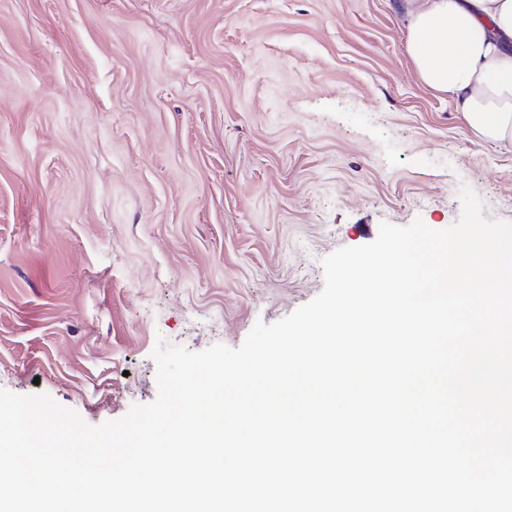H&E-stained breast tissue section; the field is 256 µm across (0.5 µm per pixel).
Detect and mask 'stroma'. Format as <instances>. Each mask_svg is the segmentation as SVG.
<instances>
[{"mask_svg":"<svg viewBox=\"0 0 512 512\" xmlns=\"http://www.w3.org/2000/svg\"><path fill=\"white\" fill-rule=\"evenodd\" d=\"M406 43L396 0H0V389L115 420L158 339L239 347L382 222L463 183L512 221V151Z\"/></svg>","mask_w":512,"mask_h":512,"instance_id":"35a3bbf8","label":"stroma"}]
</instances>
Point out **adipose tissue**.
Segmentation results:
<instances>
[{"label": "adipose tissue", "mask_w": 512, "mask_h": 512, "mask_svg": "<svg viewBox=\"0 0 512 512\" xmlns=\"http://www.w3.org/2000/svg\"><path fill=\"white\" fill-rule=\"evenodd\" d=\"M420 82L481 141L512 148V0H400Z\"/></svg>", "instance_id": "obj_1"}]
</instances>
